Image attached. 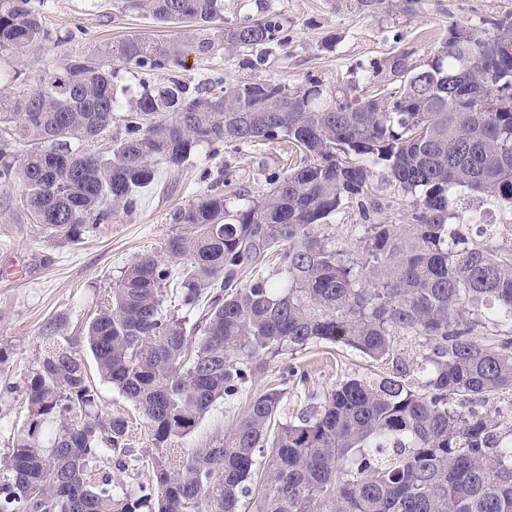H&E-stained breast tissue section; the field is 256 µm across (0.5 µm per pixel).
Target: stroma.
<instances>
[{
  "label": "stroma",
  "mask_w": 512,
  "mask_h": 512,
  "mask_svg": "<svg viewBox=\"0 0 512 512\" xmlns=\"http://www.w3.org/2000/svg\"><path fill=\"white\" fill-rule=\"evenodd\" d=\"M45 23L63 36L28 54L6 60L0 70L18 74L17 85L33 89L66 54H88L131 37L166 40L178 36L135 12H119L110 0L93 9L88 0H50ZM287 27L286 42L271 45L266 62L251 66L248 56L221 50L202 55L187 51L178 71L191 86L234 79H274L290 87L318 80L350 95L381 83L394 57L420 65L448 35L451 26L491 31L495 20L512 14V0H399L366 12L356 0H267ZM284 141L200 151L177 170L158 165L155 181L137 192L132 214L99 224L76 243L47 237L14 202L13 214L0 219V457L11 452L24 428L27 409L20 385L44 350L45 323L64 316L70 332L81 330L90 312L107 299L124 269L136 258L162 255L177 233L172 213L207 192L244 191L264 197L272 176L288 169ZM340 344L313 346L271 361L264 374L239 396L214 404L196 430L182 441L198 448L232 427L257 393L284 386L282 418L319 404L338 380L387 372Z\"/></svg>",
  "instance_id": "stroma-1"
}]
</instances>
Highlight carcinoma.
<instances>
[{
    "label": "carcinoma",
    "mask_w": 512,
    "mask_h": 512,
    "mask_svg": "<svg viewBox=\"0 0 512 512\" xmlns=\"http://www.w3.org/2000/svg\"><path fill=\"white\" fill-rule=\"evenodd\" d=\"M49 0H0V59L53 37ZM186 27L201 54L288 39L281 14L224 18V0H117ZM452 26L419 66L363 100L318 81L144 79L118 93L112 62L144 76L181 63L179 38L133 37L66 55L31 91L0 88V218L13 192L52 237L78 242L136 207L155 161L179 169L198 149L283 139L301 157L260 200L204 194L173 212L180 233L137 258L80 336L62 316L23 380L26 433L0 459V512H512V17L493 34ZM122 113L112 150L96 143ZM405 198L404 223L379 219L378 181ZM355 203L369 223L352 246L321 232ZM469 231L456 226L459 209ZM281 277L238 283L268 255ZM338 344L392 373L343 380L283 422L285 392L256 396L224 436L181 441L219 400L275 358ZM417 349L414 366L401 346ZM144 418L137 448L123 416L95 411L81 350ZM60 429L39 442L46 420ZM145 466L126 488L98 469Z\"/></svg>",
    "instance_id": "1"
}]
</instances>
